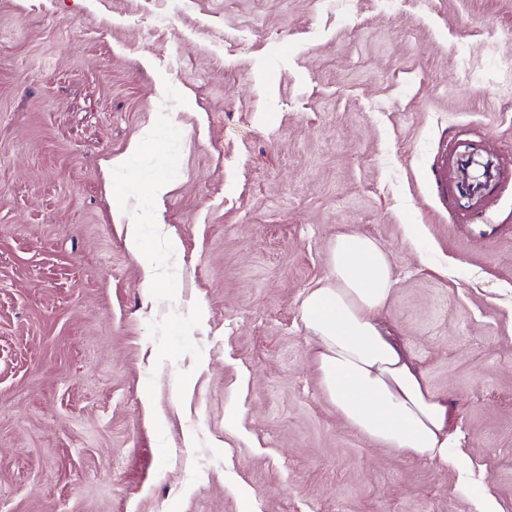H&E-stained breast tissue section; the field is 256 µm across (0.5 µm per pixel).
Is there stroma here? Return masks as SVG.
Returning <instances> with one entry per match:
<instances>
[{
	"label": "stroma",
	"instance_id": "1",
	"mask_svg": "<svg viewBox=\"0 0 512 512\" xmlns=\"http://www.w3.org/2000/svg\"><path fill=\"white\" fill-rule=\"evenodd\" d=\"M464 143L500 167L469 209ZM349 231L459 467L322 389L300 305ZM487 498L512 512V0H0V512ZM125 229V242L127 247L135 253L143 256V281L146 288H156L162 280V275L158 267L153 264L150 256L146 254L143 247L141 223L128 222L127 224H118Z\"/></svg>",
	"mask_w": 512,
	"mask_h": 512
}]
</instances>
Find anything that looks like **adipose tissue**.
Segmentation results:
<instances>
[{
  "mask_svg": "<svg viewBox=\"0 0 512 512\" xmlns=\"http://www.w3.org/2000/svg\"><path fill=\"white\" fill-rule=\"evenodd\" d=\"M329 276L301 303L314 367L341 421L400 455L454 463L448 405L380 321L394 280L375 239L343 232L327 256Z\"/></svg>",
  "mask_w": 512,
  "mask_h": 512,
  "instance_id": "obj_1",
  "label": "adipose tissue"
}]
</instances>
